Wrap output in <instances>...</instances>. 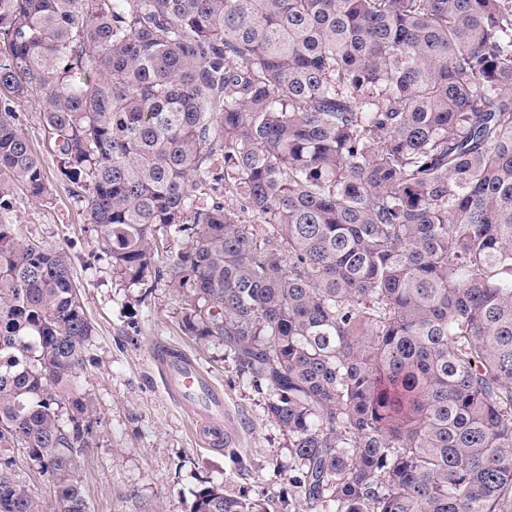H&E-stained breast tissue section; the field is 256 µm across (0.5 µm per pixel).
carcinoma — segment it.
<instances>
[{
	"mask_svg": "<svg viewBox=\"0 0 512 512\" xmlns=\"http://www.w3.org/2000/svg\"><path fill=\"white\" fill-rule=\"evenodd\" d=\"M2 87L43 92L112 274L265 394L303 512H512V0H0ZM92 333L67 252L0 224V512H88ZM9 455L14 460L17 477L30 490L32 495L43 504L55 503L56 488L51 477L38 473L36 466L30 461L23 449L12 448Z\"/></svg>",
	"mask_w": 512,
	"mask_h": 512,
	"instance_id": "1",
	"label": "carcinoma"
}]
</instances>
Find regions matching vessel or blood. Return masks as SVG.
<instances>
[{"instance_id": "b4317fda", "label": "vessel or blood", "mask_w": 512, "mask_h": 512, "mask_svg": "<svg viewBox=\"0 0 512 512\" xmlns=\"http://www.w3.org/2000/svg\"><path fill=\"white\" fill-rule=\"evenodd\" d=\"M154 360L165 390L199 427L209 447L223 448L235 440L224 411L222 389L179 347L156 343Z\"/></svg>"}]
</instances>
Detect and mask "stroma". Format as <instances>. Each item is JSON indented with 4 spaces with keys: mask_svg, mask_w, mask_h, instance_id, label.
Segmentation results:
<instances>
[{
    "mask_svg": "<svg viewBox=\"0 0 512 512\" xmlns=\"http://www.w3.org/2000/svg\"><path fill=\"white\" fill-rule=\"evenodd\" d=\"M0 101L11 102L49 187L48 199L40 201L15 188L9 209H0V224L15 225L21 235L69 254L95 331L81 378L94 402L93 435L75 474L90 512H191L194 494L207 480L226 494L266 503L269 512H296L288 436L269 419L263 394L221 345L184 334L178 324L182 301L174 288L158 284L142 300L113 275L74 186L48 145L42 98L15 101L0 89ZM159 340L183 349L223 388L236 433L232 446L206 447L192 421L166 395L151 356ZM10 455L32 495L55 502L51 477L38 473L23 449H11Z\"/></svg>",
    "mask_w": 512,
    "mask_h": 512,
    "instance_id": "1",
    "label": "stroma"
}]
</instances>
